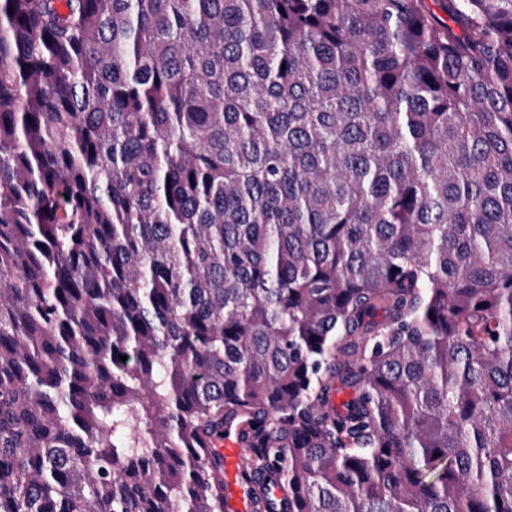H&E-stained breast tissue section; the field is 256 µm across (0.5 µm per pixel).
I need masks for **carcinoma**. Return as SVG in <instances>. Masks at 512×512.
<instances>
[{
    "label": "carcinoma",
    "instance_id": "carcinoma-1",
    "mask_svg": "<svg viewBox=\"0 0 512 512\" xmlns=\"http://www.w3.org/2000/svg\"><path fill=\"white\" fill-rule=\"evenodd\" d=\"M437 2L0 0V512H224L230 431L512 512V0Z\"/></svg>",
    "mask_w": 512,
    "mask_h": 512
}]
</instances>
